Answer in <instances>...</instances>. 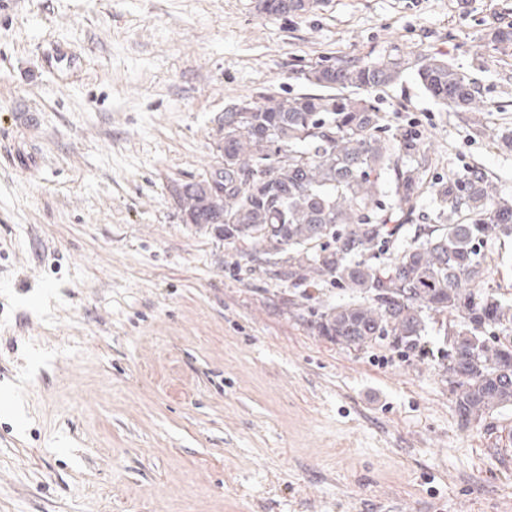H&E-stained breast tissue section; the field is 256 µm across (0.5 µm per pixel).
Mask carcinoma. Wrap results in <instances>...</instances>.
<instances>
[{"label":"carcinoma","instance_id":"cac0c4a2","mask_svg":"<svg viewBox=\"0 0 512 512\" xmlns=\"http://www.w3.org/2000/svg\"><path fill=\"white\" fill-rule=\"evenodd\" d=\"M318 0H258L262 13H306ZM512 48V24L487 34ZM399 59L309 65L319 93L237 99L224 112V190L196 180L173 186L191 223L224 226V243H250L275 258L294 288L328 282L349 293L310 312L318 335L344 347L386 342L404 355L425 347L441 323L448 378L464 426L512 405V299L488 287L496 244L512 238V198L484 175L432 176L422 131L393 125L372 92L399 80ZM423 89L455 112H478V87L448 60L415 64Z\"/></svg>","mask_w":512,"mask_h":512}]
</instances>
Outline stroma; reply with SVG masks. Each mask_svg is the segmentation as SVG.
I'll use <instances>...</instances> for the list:
<instances>
[{
  "label": "stroma",
  "mask_w": 512,
  "mask_h": 512,
  "mask_svg": "<svg viewBox=\"0 0 512 512\" xmlns=\"http://www.w3.org/2000/svg\"><path fill=\"white\" fill-rule=\"evenodd\" d=\"M512 0H0V512H512V406L463 428L430 352L346 348L250 244L183 223L227 105L301 66L439 53L485 133L412 71L376 91L442 176L512 195ZM81 67L47 70L52 43ZM36 109L38 126L22 115ZM318 0H259L258 7L270 17H288L312 11Z\"/></svg>",
  "instance_id": "obj_1"
}]
</instances>
